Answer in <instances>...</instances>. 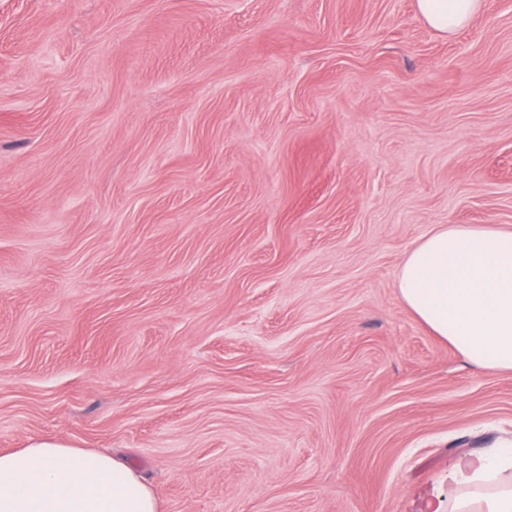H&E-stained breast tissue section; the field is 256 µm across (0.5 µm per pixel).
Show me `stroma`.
<instances>
[{"instance_id": "1", "label": "stroma", "mask_w": 512, "mask_h": 512, "mask_svg": "<svg viewBox=\"0 0 512 512\" xmlns=\"http://www.w3.org/2000/svg\"><path fill=\"white\" fill-rule=\"evenodd\" d=\"M512 229V0H0V453L124 455L161 512H425L512 372L402 303ZM426 23L444 34L453 35L480 7V0H417Z\"/></svg>"}]
</instances>
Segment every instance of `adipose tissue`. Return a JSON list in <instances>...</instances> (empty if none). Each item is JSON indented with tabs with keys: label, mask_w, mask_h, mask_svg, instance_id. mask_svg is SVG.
<instances>
[{
	"label": "adipose tissue",
	"mask_w": 512,
	"mask_h": 512,
	"mask_svg": "<svg viewBox=\"0 0 512 512\" xmlns=\"http://www.w3.org/2000/svg\"><path fill=\"white\" fill-rule=\"evenodd\" d=\"M480 0H417L452 35ZM398 291L430 331L473 367L512 372V230L441 224L406 254ZM448 512H512V458L464 454L452 465ZM0 512H160L152 486L111 453L32 439L0 454Z\"/></svg>",
	"instance_id": "1"
}]
</instances>
